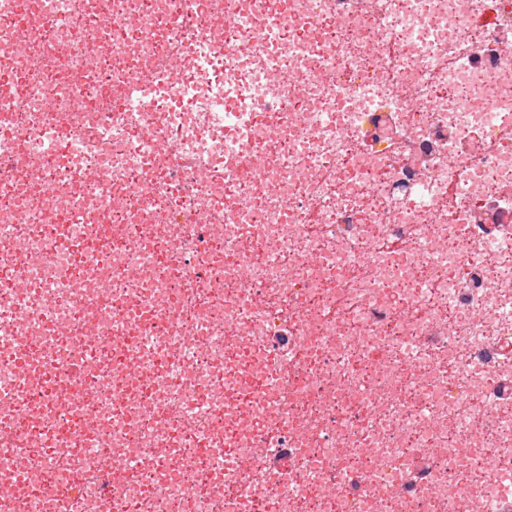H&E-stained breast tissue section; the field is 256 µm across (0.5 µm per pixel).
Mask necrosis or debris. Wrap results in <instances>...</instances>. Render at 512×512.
<instances>
[{"mask_svg":"<svg viewBox=\"0 0 512 512\" xmlns=\"http://www.w3.org/2000/svg\"><path fill=\"white\" fill-rule=\"evenodd\" d=\"M277 3L0 0L7 512H512V0Z\"/></svg>","mask_w":512,"mask_h":512,"instance_id":"1","label":"necrosis or debris"}]
</instances>
